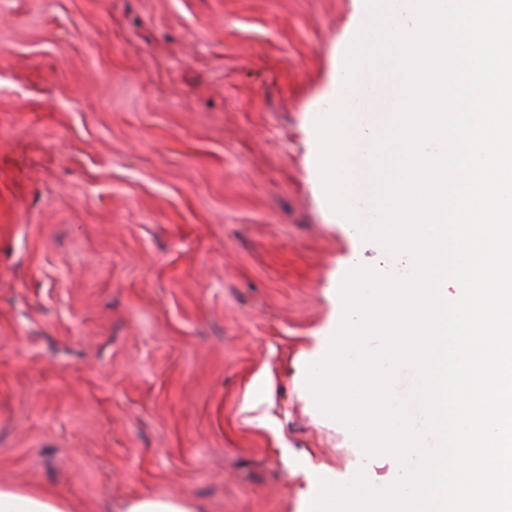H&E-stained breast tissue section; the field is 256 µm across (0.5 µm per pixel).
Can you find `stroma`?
<instances>
[{
	"label": "stroma",
	"instance_id": "stroma-1",
	"mask_svg": "<svg viewBox=\"0 0 512 512\" xmlns=\"http://www.w3.org/2000/svg\"><path fill=\"white\" fill-rule=\"evenodd\" d=\"M375 17L0 0V484L309 512L390 481L306 385L353 262L394 263L329 208L314 130Z\"/></svg>",
	"mask_w": 512,
	"mask_h": 512
}]
</instances>
